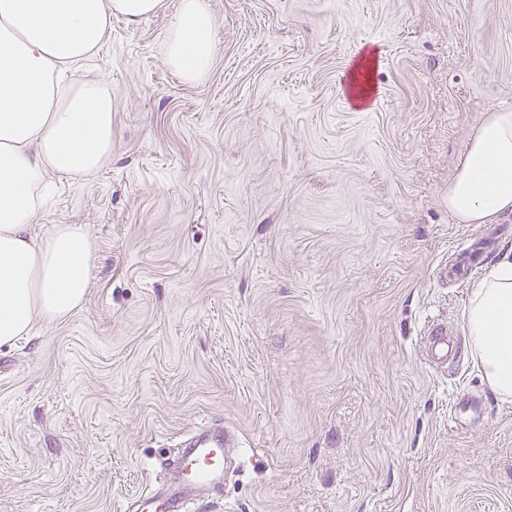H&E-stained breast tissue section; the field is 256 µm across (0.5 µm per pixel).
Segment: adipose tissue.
I'll list each match as a JSON object with an SVG mask.
<instances>
[{
  "label": "adipose tissue",
  "instance_id": "1",
  "mask_svg": "<svg viewBox=\"0 0 512 512\" xmlns=\"http://www.w3.org/2000/svg\"><path fill=\"white\" fill-rule=\"evenodd\" d=\"M164 9L165 0H0V346L28 336L36 322L69 317L91 278L83 225L32 231L50 175L87 181L112 161L111 89L67 77L97 56L113 16L135 25ZM216 52L203 0H181L167 30V66L199 81ZM448 210L462 224L512 213V111L490 113L472 132ZM464 316L488 385L512 398V250L474 284Z\"/></svg>",
  "mask_w": 512,
  "mask_h": 512
}]
</instances>
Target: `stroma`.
I'll use <instances>...</instances> for the list:
<instances>
[{"instance_id": "stroma-1", "label": "stroma", "mask_w": 512, "mask_h": 512, "mask_svg": "<svg viewBox=\"0 0 512 512\" xmlns=\"http://www.w3.org/2000/svg\"><path fill=\"white\" fill-rule=\"evenodd\" d=\"M204 3L203 81L164 62L180 0L113 18L74 74L112 90V162L34 224L83 225L94 271L79 310L0 346V512H123L207 421L240 445L193 512H512V401L426 336L464 330L484 272L436 279L484 231L448 185L512 110V0ZM471 396L482 418L450 423ZM428 351L435 364H448L457 359V347L447 327H438L429 333Z\"/></svg>"}]
</instances>
